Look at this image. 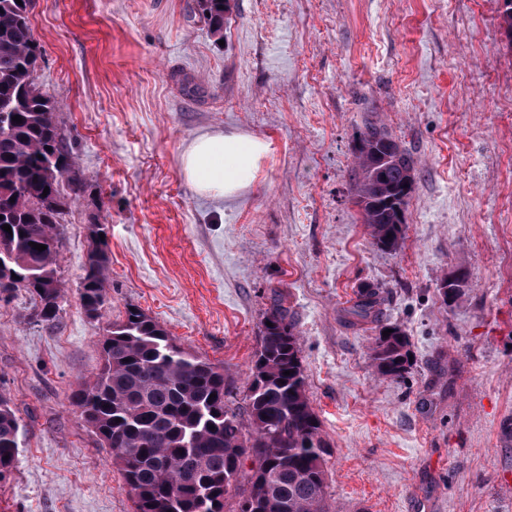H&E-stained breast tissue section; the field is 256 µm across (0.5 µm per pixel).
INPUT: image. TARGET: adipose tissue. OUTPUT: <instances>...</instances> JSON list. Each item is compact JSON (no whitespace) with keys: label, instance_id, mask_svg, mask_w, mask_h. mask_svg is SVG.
<instances>
[{"label":"adipose tissue","instance_id":"obj_1","mask_svg":"<svg viewBox=\"0 0 512 512\" xmlns=\"http://www.w3.org/2000/svg\"><path fill=\"white\" fill-rule=\"evenodd\" d=\"M267 153V143L257 138L203 133L184 150L182 174L198 195L231 198L249 188Z\"/></svg>","mask_w":512,"mask_h":512}]
</instances>
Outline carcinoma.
I'll use <instances>...</instances> for the list:
<instances>
[{
    "instance_id": "1",
    "label": "carcinoma",
    "mask_w": 512,
    "mask_h": 512,
    "mask_svg": "<svg viewBox=\"0 0 512 512\" xmlns=\"http://www.w3.org/2000/svg\"><path fill=\"white\" fill-rule=\"evenodd\" d=\"M34 0H0V266L14 277L0 295L24 288L37 321L49 327L64 295L59 235L67 201L60 182L75 165L56 121L58 102L37 86L41 46L31 24ZM211 32L224 35L227 0H198ZM19 115L22 122L12 121ZM51 150H46V147ZM355 201L377 245L395 250L404 236L414 162L382 128L357 135ZM48 194H43L44 188ZM8 224L12 232L2 226ZM43 244L38 251L30 243ZM108 240L87 256L79 296L98 320L107 306ZM379 289L361 288L353 312L367 319ZM378 336L371 365L382 378L411 368V344L398 326ZM103 365L72 395L94 434L108 442L134 512H224L235 490V512H330L326 457L330 443L307 392L301 336L281 302L272 305L249 367L247 419L230 407L233 382L224 368L174 343L157 320L129 307L125 320L100 339ZM290 375H285V371ZM21 418L0 394V483L19 454Z\"/></svg>"
}]
</instances>
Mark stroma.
Wrapping results in <instances>:
<instances>
[{"label": "stroma", "mask_w": 512, "mask_h": 512, "mask_svg": "<svg viewBox=\"0 0 512 512\" xmlns=\"http://www.w3.org/2000/svg\"><path fill=\"white\" fill-rule=\"evenodd\" d=\"M498 0H230L214 36L197 0H35L36 79L83 191L59 243L52 327L25 289L0 300V393L21 448L0 512H134L112 454L71 403L107 324L135 306L223 367L244 411L275 298L293 316L331 443L333 512H512V44ZM385 128L416 184L404 240L378 247L354 199L355 138ZM269 152L230 199L180 158L205 132ZM111 262L103 319L78 295L89 224ZM460 277L443 302V278ZM381 292L376 321L349 309ZM413 366L376 376L381 325Z\"/></svg>", "instance_id": "obj_1"}]
</instances>
